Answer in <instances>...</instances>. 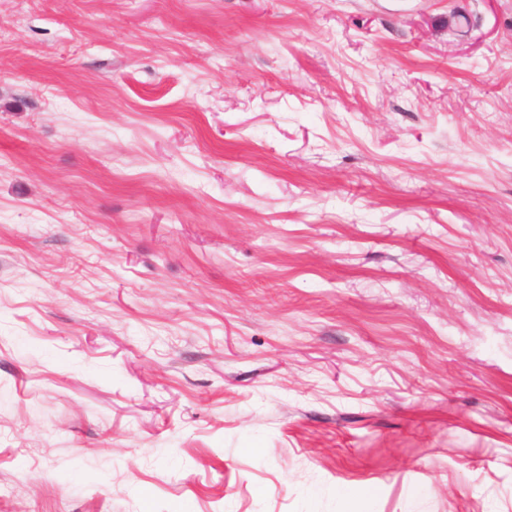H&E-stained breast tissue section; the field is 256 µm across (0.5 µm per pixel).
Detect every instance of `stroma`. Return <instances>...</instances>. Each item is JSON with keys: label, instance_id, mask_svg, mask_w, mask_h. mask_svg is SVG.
<instances>
[{"label": "stroma", "instance_id": "obj_1", "mask_svg": "<svg viewBox=\"0 0 512 512\" xmlns=\"http://www.w3.org/2000/svg\"><path fill=\"white\" fill-rule=\"evenodd\" d=\"M0 512H512V0H0Z\"/></svg>", "mask_w": 512, "mask_h": 512}]
</instances>
